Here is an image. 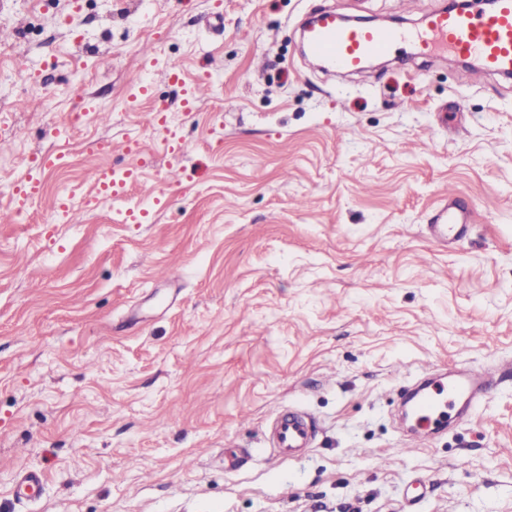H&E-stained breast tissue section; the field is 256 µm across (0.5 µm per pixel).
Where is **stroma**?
Listing matches in <instances>:
<instances>
[{
    "mask_svg": "<svg viewBox=\"0 0 512 512\" xmlns=\"http://www.w3.org/2000/svg\"><path fill=\"white\" fill-rule=\"evenodd\" d=\"M450 4L0 0V512H512V78L300 53L328 9L412 25ZM128 165L125 199L89 202L93 170ZM447 188L471 221L440 245ZM479 369L444 431L403 421L425 373ZM293 410L315 438L281 457ZM26 470L44 481L20 500ZM42 181L35 175L27 172L21 177L15 189L17 210L21 211L42 198ZM491 379H493V375L489 373H472L469 379L459 381L456 387L460 395L472 401L487 386ZM314 435L306 417L299 412L280 416L272 429V448L281 457H290L307 448Z\"/></svg>",
    "mask_w": 512,
    "mask_h": 512,
    "instance_id": "stroma-1",
    "label": "stroma"
}]
</instances>
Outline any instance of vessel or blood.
<instances>
[{"mask_svg": "<svg viewBox=\"0 0 512 512\" xmlns=\"http://www.w3.org/2000/svg\"><path fill=\"white\" fill-rule=\"evenodd\" d=\"M309 59L329 61L331 68L344 73L360 70L368 58L392 54L397 48L429 57L447 53L476 61V77L512 74V0H497L493 10L478 9L435 11L420 28L400 30L390 27L349 25L336 11L322 12L304 35ZM137 180L136 168L97 169L93 184L97 196L123 198ZM42 197V181L34 174L21 177L15 189L18 208H26ZM468 215L461 210L442 206L429 229L433 239L447 243L448 229L466 226ZM314 435L306 417L298 412L280 416L272 429V448L277 455L290 457L308 447ZM43 476L36 471L19 475L14 484L16 497L28 498L38 493Z\"/></svg>", "mask_w": 512, "mask_h": 512, "instance_id": "1", "label": "vessel or blood"}]
</instances>
